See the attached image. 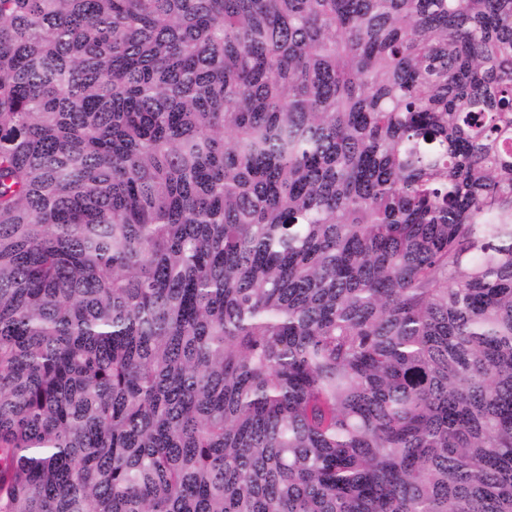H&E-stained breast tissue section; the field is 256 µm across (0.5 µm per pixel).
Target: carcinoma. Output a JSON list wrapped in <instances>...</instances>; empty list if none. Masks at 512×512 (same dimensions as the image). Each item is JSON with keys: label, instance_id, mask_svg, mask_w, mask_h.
Listing matches in <instances>:
<instances>
[{"label": "carcinoma", "instance_id": "obj_1", "mask_svg": "<svg viewBox=\"0 0 512 512\" xmlns=\"http://www.w3.org/2000/svg\"><path fill=\"white\" fill-rule=\"evenodd\" d=\"M0 512H512V0H0Z\"/></svg>", "mask_w": 512, "mask_h": 512}]
</instances>
